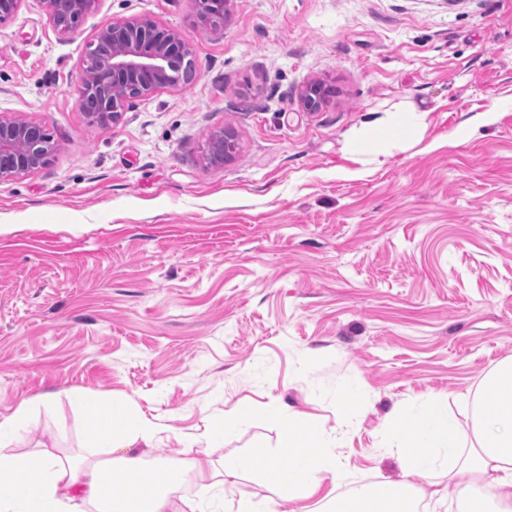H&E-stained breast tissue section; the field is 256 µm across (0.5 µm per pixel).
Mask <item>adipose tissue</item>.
I'll return each instance as SVG.
<instances>
[{"instance_id":"obj_1","label":"adipose tissue","mask_w":512,"mask_h":512,"mask_svg":"<svg viewBox=\"0 0 512 512\" xmlns=\"http://www.w3.org/2000/svg\"><path fill=\"white\" fill-rule=\"evenodd\" d=\"M67 398L86 413L90 459L75 462L56 453L51 443L15 452L35 406H50L53 397L46 394L20 403L0 419V512H92L106 501L112 512H222L225 485L251 467L287 495L295 505L293 512H399V501L404 504L400 512H416V501L438 502L446 494L431 485L413 486V478H431L459 467L473 476L462 494L465 512H512L511 358L484 378L469 402L474 445L463 446L447 405L432 398L408 405L381 438L383 451L401 456L404 481L363 484L346 493L335 490L344 477L307 413L277 417L295 450L291 468L266 459H238L203 484L198 498L189 499L176 491L185 475L196 470V459L175 455L151 467L145 462L144 451L155 447L162 425L112 393L73 389ZM327 479L334 488L325 492L321 486Z\"/></svg>"}]
</instances>
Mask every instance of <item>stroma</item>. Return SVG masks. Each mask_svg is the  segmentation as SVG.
<instances>
[{"label":"stroma","mask_w":512,"mask_h":512,"mask_svg":"<svg viewBox=\"0 0 512 512\" xmlns=\"http://www.w3.org/2000/svg\"><path fill=\"white\" fill-rule=\"evenodd\" d=\"M98 0L60 37L38 0L0 25V111L41 122L50 162L0 182V418L37 407L22 450L86 453L65 393L114 392L204 471L289 465L268 410L314 415L336 467L400 480L378 449L407 405L464 404L512 358V0ZM131 15L192 39L196 74L90 124L77 104L99 29ZM321 82V111L300 90ZM415 122L381 132L385 113ZM237 149L204 158L213 131ZM248 407L223 447H189ZM227 505L290 512L261 470ZM199 8V16L206 27H224L229 17L227 4L230 0H195ZM329 89L322 83L307 84L300 93V103L307 112H318L326 103ZM236 135L231 129H220L210 134L205 156L212 164H222L232 158L236 150Z\"/></svg>","instance_id":"obj_1"}]
</instances>
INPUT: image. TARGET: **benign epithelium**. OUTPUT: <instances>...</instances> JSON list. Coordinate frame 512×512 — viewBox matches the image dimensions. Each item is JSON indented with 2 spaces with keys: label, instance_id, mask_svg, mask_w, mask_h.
I'll return each mask as SVG.
<instances>
[{
  "label": "benign epithelium",
  "instance_id": "1",
  "mask_svg": "<svg viewBox=\"0 0 512 512\" xmlns=\"http://www.w3.org/2000/svg\"><path fill=\"white\" fill-rule=\"evenodd\" d=\"M55 31L72 34L79 21L96 8L98 0H39ZM202 23L224 26L230 0H195ZM195 76L193 44L180 31L143 16H130L104 25L87 45L81 65L78 107L91 123L116 122L132 99L162 90H175ZM329 89L322 83L307 84L300 103L318 112ZM57 145L44 126L0 112V181H9L44 167ZM236 135L230 129L210 134L205 156L211 164L232 158Z\"/></svg>",
  "mask_w": 512,
  "mask_h": 512
}]
</instances>
